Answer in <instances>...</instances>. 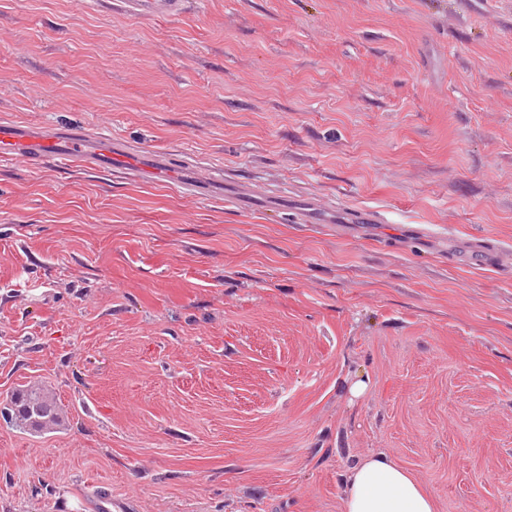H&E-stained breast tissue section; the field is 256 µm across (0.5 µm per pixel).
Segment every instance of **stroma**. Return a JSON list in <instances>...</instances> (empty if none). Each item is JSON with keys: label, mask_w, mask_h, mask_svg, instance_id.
Here are the masks:
<instances>
[{"label": "stroma", "mask_w": 512, "mask_h": 512, "mask_svg": "<svg viewBox=\"0 0 512 512\" xmlns=\"http://www.w3.org/2000/svg\"><path fill=\"white\" fill-rule=\"evenodd\" d=\"M1 119L259 199L0 162V400L66 412L0 512H344L377 453L512 512V0H0ZM122 7L137 16L166 15L181 13L186 0H120Z\"/></svg>", "instance_id": "stroma-1"}]
</instances>
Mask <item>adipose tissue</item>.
<instances>
[{
    "label": "adipose tissue",
    "instance_id": "adipose-tissue-1",
    "mask_svg": "<svg viewBox=\"0 0 512 512\" xmlns=\"http://www.w3.org/2000/svg\"><path fill=\"white\" fill-rule=\"evenodd\" d=\"M429 490L384 454L366 457L346 480L344 512H436Z\"/></svg>",
    "mask_w": 512,
    "mask_h": 512
}]
</instances>
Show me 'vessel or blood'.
I'll return each instance as SVG.
<instances>
[{"instance_id":"vessel-or-blood-1","label":"vessel or blood","mask_w":512,"mask_h":512,"mask_svg":"<svg viewBox=\"0 0 512 512\" xmlns=\"http://www.w3.org/2000/svg\"><path fill=\"white\" fill-rule=\"evenodd\" d=\"M120 3L127 12L137 16H174L181 13L185 0H120ZM16 156L35 165L52 161L69 167H115L169 181L176 175V167L167 157L147 158L106 137L24 122H0V160Z\"/></svg>"}]
</instances>
